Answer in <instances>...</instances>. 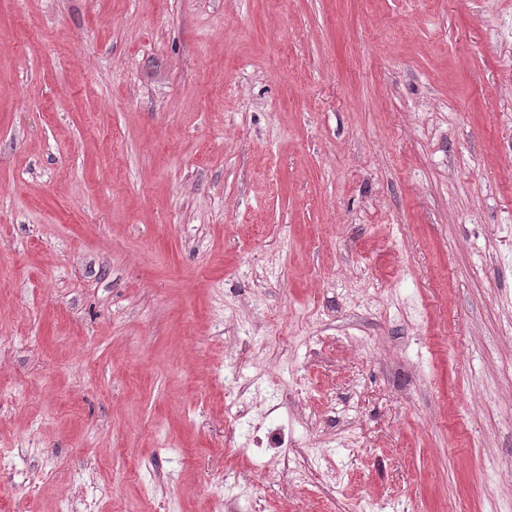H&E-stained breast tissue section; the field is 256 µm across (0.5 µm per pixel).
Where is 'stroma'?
Listing matches in <instances>:
<instances>
[{"label":"stroma","instance_id":"35a3bbf8","mask_svg":"<svg viewBox=\"0 0 512 512\" xmlns=\"http://www.w3.org/2000/svg\"><path fill=\"white\" fill-rule=\"evenodd\" d=\"M228 493L512 512V0H0V512Z\"/></svg>","mask_w":512,"mask_h":512}]
</instances>
